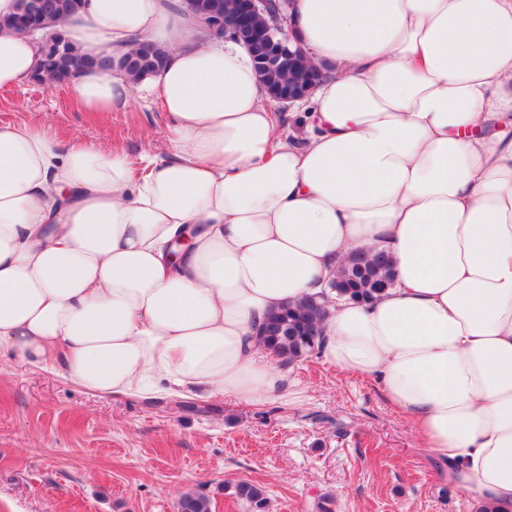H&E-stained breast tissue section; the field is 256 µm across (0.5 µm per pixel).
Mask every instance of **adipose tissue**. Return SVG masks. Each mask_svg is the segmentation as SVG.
Listing matches in <instances>:
<instances>
[{
    "label": "adipose tissue",
    "instance_id": "ef3b65f1",
    "mask_svg": "<svg viewBox=\"0 0 512 512\" xmlns=\"http://www.w3.org/2000/svg\"><path fill=\"white\" fill-rule=\"evenodd\" d=\"M89 53L149 40L163 69L71 81L89 112L160 104L169 152L0 126V358L98 394L173 386L259 402L284 375L269 314L328 294L344 259H393V288L331 300L323 360L375 378L448 477L512 512V0H292L286 32L322 80L283 122L239 43L166 0H84ZM36 36L0 30V88Z\"/></svg>",
    "mask_w": 512,
    "mask_h": 512
}]
</instances>
